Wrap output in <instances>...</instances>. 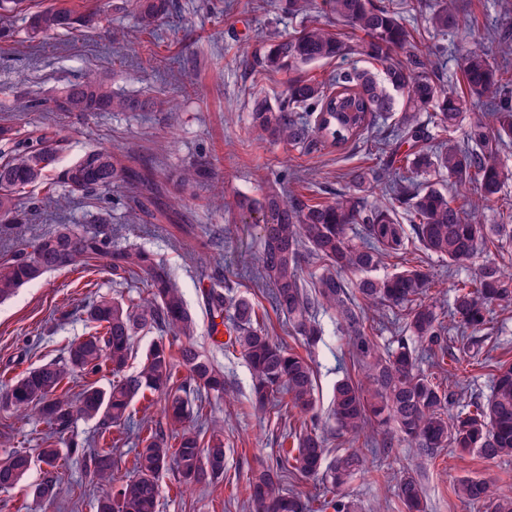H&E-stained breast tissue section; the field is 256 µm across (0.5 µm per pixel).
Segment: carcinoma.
<instances>
[{"label":"carcinoma","instance_id":"1","mask_svg":"<svg viewBox=\"0 0 512 512\" xmlns=\"http://www.w3.org/2000/svg\"><path fill=\"white\" fill-rule=\"evenodd\" d=\"M281 10L307 18V0H280ZM328 14L360 30L367 37L361 50L377 70L353 69L318 81L306 76L320 62L347 54L349 47L327 29L303 24L294 35L280 37L256 56L258 66L270 73L291 75L284 94L275 102L254 100L252 127L271 143L311 151L341 148L361 139L378 121L399 113L396 137L407 149L399 155L410 176L386 180L391 203L368 200L367 173L354 172L352 189L311 203L285 191L276 180L260 197L245 195L233 202L224 193L212 204L231 214L235 222L253 224L259 231L260 251L254 277L273 286L272 303L290 332L309 346L322 336L316 319L320 310L335 312L352 361L364 379L346 376L336 382L330 415L339 429L361 445H351L327 462L325 438L315 427L292 436L275 462L247 478L246 495L252 512H307L303 494L285 487L291 470L303 476H323L332 498L316 493L321 508L354 512L355 505L341 489L356 476L368 473L365 450L377 447L366 430L379 424L389 428L383 447L406 443L417 454L432 459L446 448L461 458L477 455L486 460L512 457V363L498 361L489 396L475 399L456 414L454 393L435 381L431 370L446 371L459 362L448 352L451 331L463 333V351L487 364L479 333L491 323L490 306L512 301V226L484 224L483 210L495 211L508 178L498 156L512 145V71L499 66L482 50L461 56L468 100L447 90L430 66L431 58L445 51L435 45L419 50L408 46V32L395 8L377 0H322ZM174 9L172 0H135V17L142 29L154 30ZM86 19L66 10L31 12L27 30L36 38L83 26ZM430 26L446 32L461 18L456 6L443 0L428 18ZM401 49L404 56L394 57ZM480 108L466 116V102ZM60 112H149L151 98L117 95L107 81L88 77L62 88L51 99ZM430 114V124L421 121ZM469 119L466 140L436 139L430 128L448 131ZM66 137L51 127H36L20 136L10 126L0 127V223L24 224L28 213L18 199L28 188H39L46 201L64 208L77 200H91L105 190L138 180L140 190L131 198L127 220L136 223L153 215L144 198L149 182L132 176L119 157L107 148H89L70 165L58 161ZM409 217L401 223L397 215ZM88 230L59 224L38 237L31 250L20 249L0 262V302L43 275L65 269L96 267L112 280L138 278L146 295L101 294L86 306V332L69 343L62 355L13 377L0 392V408L19 419L36 417L48 427L37 456L15 450L0 462V489L19 485L38 461L50 469L60 458L56 436L75 420L95 419L91 440L69 444L67 457L80 461L98 484L112 486L96 500V512H159L160 475L173 471L180 487L223 478V431L203 425L184 426L193 414L192 399L211 394L230 399L223 368L194 342L197 323L181 289L163 259L143 246L115 245L105 225L112 210L100 208ZM415 240L427 252L448 261V268L467 265L471 272L454 277L453 302L448 315L429 299L431 280L421 266L379 275L383 260L403 254ZM361 302H355L354 294ZM204 306L213 323L211 334L224 325V347L248 364L253 387L252 409L261 415L281 414L285 408L315 421L317 395L314 370L308 358L271 336L260 306L238 296L224 278L209 277ZM385 308L405 310V325L397 346L378 351L373 338L378 322L370 312ZM153 330L171 331L184 341L178 345L162 338L145 351L138 369L127 373L135 339ZM427 362L428 369L421 368ZM106 372L112 383L83 385L77 396L71 384ZM160 404L173 429L166 433L153 422L135 419L134 401ZM134 435L138 447L128 479L114 482L112 429ZM56 480L28 487L36 500L53 495ZM458 498L484 505L488 512H512V493H503L476 476L456 480ZM394 497L403 512H425L424 489L418 475L406 472L394 485Z\"/></svg>","mask_w":512,"mask_h":512}]
</instances>
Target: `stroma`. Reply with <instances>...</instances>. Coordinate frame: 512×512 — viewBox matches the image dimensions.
<instances>
[{
    "label": "stroma",
    "mask_w": 512,
    "mask_h": 512,
    "mask_svg": "<svg viewBox=\"0 0 512 512\" xmlns=\"http://www.w3.org/2000/svg\"><path fill=\"white\" fill-rule=\"evenodd\" d=\"M120 0H26V12L66 7L89 18L81 33L60 32L28 39L25 14L17 12L0 20L9 36L0 38V102L39 96L48 98L62 86L94 74L107 79L113 91L150 95L165 100L152 112H102L76 116L51 106L27 112L0 111V125L20 130L50 123L69 140L61 165L76 160L86 149L104 146L120 149L124 164L135 174L148 177L157 189L154 215L146 223L130 224L124 212L130 203L125 186L112 187L104 199L112 210L110 233L116 244H137L159 253L167 262L188 307L198 318L195 341L213 353L224 367V378L235 391L232 403L208 397L199 405L201 421L224 424V478L219 483L179 489L172 473L162 474L160 512H249L242 487L252 471L275 461L286 428H299L301 418L289 413L283 419H259L249 407L251 375L237 354L216 349L225 334L211 336V318L201 292L207 282L200 261L218 259L221 274L236 294L270 307V286L255 287L247 273L260 250L257 229L236 224L227 214L212 211L209 197L224 193L227 200L257 195L267 182L293 172L304 173L291 183L295 194L323 201L348 189L354 170L387 168L389 152L380 141L394 142L393 121L382 124L378 137L360 140L341 149L321 148L302 153L285 145H273L257 137L249 112L257 95L276 99L285 91L288 76L264 74L248 61L278 36L299 30L298 19L261 8V0H175L176 11L154 33L139 31L133 17L118 7ZM411 44L423 48L443 42L445 51L434 64L446 87L463 92L460 57L476 44L492 58L512 60V39L501 42L499 34L512 29V0H457L462 5V24L436 37L424 19L438 0H394ZM121 27L125 40L113 41L110 31ZM187 59L195 85L182 92L179 71L169 66L173 57ZM213 164L209 180L181 182V170L191 163ZM40 190L24 194L32 211L28 223L0 224V255L24 248L53 230L58 221L89 225L96 209L72 204L65 211L40 202ZM406 265H420L432 279L431 297L440 306L452 299L448 264L427 255L418 243H409ZM127 286L113 284L105 272L90 269L60 271L31 282L11 299L0 303V385L22 371L39 366L86 331L84 307L101 293H127ZM492 323L483 343L490 358L512 362V305L492 306ZM323 329L315 347L293 337L278 316L270 318V334L287 348L309 357L319 390V409L327 411L336 381L351 372L346 339L337 328L333 312H319ZM492 373L489 368L463 362L447 383L456 393V409H465L471 397L487 396ZM46 424L30 418L18 421L0 409V462L16 449H34ZM368 475L352 480L345 488L358 512H401L391 481L406 469L417 471L423 484L428 512H474L455 495L453 486L463 475L489 480L504 492L512 490V457L488 461L479 457L458 458L443 450L430 461L413 449L398 444L368 454ZM63 489L53 499L33 501L24 486L0 490V512H95L98 489L92 475L73 460L62 469Z\"/></svg>",
    "instance_id": "stroma-1"
}]
</instances>
